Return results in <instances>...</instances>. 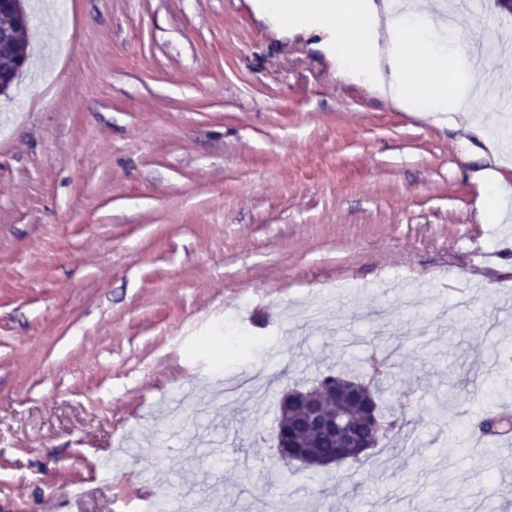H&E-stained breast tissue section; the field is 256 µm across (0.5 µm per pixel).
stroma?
I'll use <instances>...</instances> for the list:
<instances>
[{"label":"stroma","mask_w":512,"mask_h":512,"mask_svg":"<svg viewBox=\"0 0 512 512\" xmlns=\"http://www.w3.org/2000/svg\"><path fill=\"white\" fill-rule=\"evenodd\" d=\"M259 0H28L0 98V512H512V120L383 97ZM443 25L512 112V16ZM498 192L503 220L484 216ZM397 346L399 436L283 462L279 403Z\"/></svg>","instance_id":"obj_1"}]
</instances>
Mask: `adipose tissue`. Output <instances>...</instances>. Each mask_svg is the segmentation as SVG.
<instances>
[{
	"label": "adipose tissue",
	"instance_id": "obj_1",
	"mask_svg": "<svg viewBox=\"0 0 512 512\" xmlns=\"http://www.w3.org/2000/svg\"><path fill=\"white\" fill-rule=\"evenodd\" d=\"M395 0H262V18L276 30L293 19L336 31V60L348 74L363 78L374 91L395 101L414 99L466 112L470 104L455 73L460 47L434 53L430 35L410 28L408 15L419 0H404L406 11L395 14Z\"/></svg>",
	"mask_w": 512,
	"mask_h": 512
}]
</instances>
